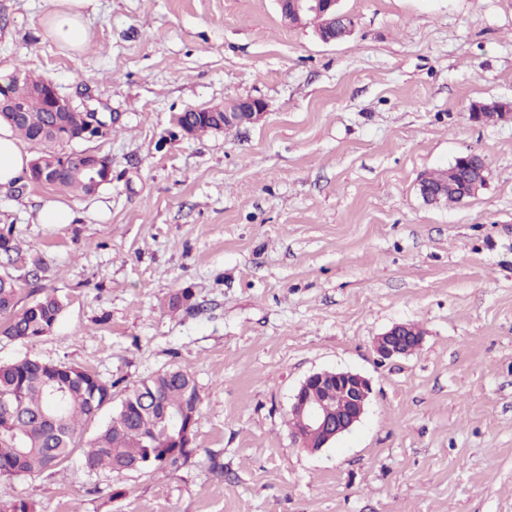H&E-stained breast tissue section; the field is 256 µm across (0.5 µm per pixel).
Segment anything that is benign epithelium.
<instances>
[{
	"label": "benign epithelium",
	"instance_id": "7a95c632",
	"mask_svg": "<svg viewBox=\"0 0 512 512\" xmlns=\"http://www.w3.org/2000/svg\"><path fill=\"white\" fill-rule=\"evenodd\" d=\"M341 0H277L282 19L289 25L303 23L315 13L324 18L325 24H333L347 15L340 8ZM48 111H82L90 113L84 139L91 140L100 135L105 122L99 112L88 104L79 107L74 99L52 82L45 84ZM6 107L13 118L20 120L25 113L23 102L15 96L8 84H0V108ZM268 111L267 102L260 99L239 100L232 103L220 102L205 108L193 110V114L207 117L211 122L224 128L226 124L246 125L262 120ZM66 154L46 152L38 156L31 167L37 169L33 182L45 184L54 180L59 161ZM409 323L393 325L383 334L375 337L373 351L377 361L386 362L406 356L417 350L423 342V333H415ZM372 394L371 380L357 372L348 370L320 371L307 376L294 393L289 412L300 422L293 438L300 447L318 451L341 435L349 432L364 416Z\"/></svg>",
	"mask_w": 512,
	"mask_h": 512
}]
</instances>
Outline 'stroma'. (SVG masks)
I'll return each instance as SVG.
<instances>
[{"mask_svg": "<svg viewBox=\"0 0 512 512\" xmlns=\"http://www.w3.org/2000/svg\"><path fill=\"white\" fill-rule=\"evenodd\" d=\"M356 24L326 43L276 0H92L83 52L45 33L51 0H0V76L88 94L105 135L67 144L112 160L90 196L0 186L22 241L20 302L67 306L0 361L71 362L127 387L173 367L203 397L195 453L122 475L79 457L6 477L38 512H512V0H342ZM261 98L256 124L181 135L176 114ZM468 153L487 181L427 203L420 177ZM69 224H41L46 202ZM45 272L32 275L31 258ZM187 289L197 309L172 313ZM424 333L385 363L376 336ZM351 370L373 394L329 447H296L291 398ZM37 220L41 224H69L73 220V213L67 206L48 202L39 210Z\"/></svg>", "mask_w": 512, "mask_h": 512, "instance_id": "stroma-1", "label": "stroma"}]
</instances>
